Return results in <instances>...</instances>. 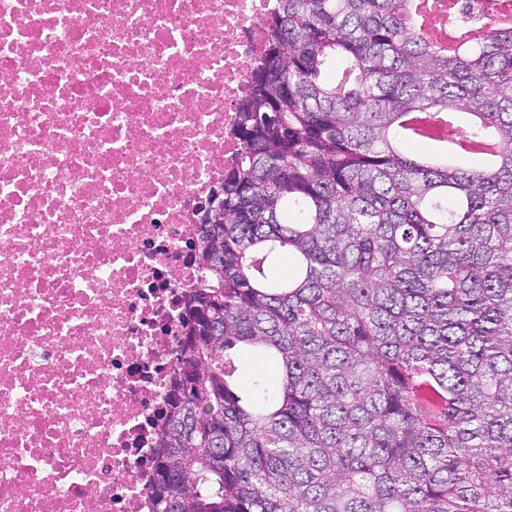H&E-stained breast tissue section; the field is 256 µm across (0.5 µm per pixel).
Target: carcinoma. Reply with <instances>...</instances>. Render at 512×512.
I'll list each match as a JSON object with an SVG mask.
<instances>
[{"instance_id":"obj_1","label":"carcinoma","mask_w":512,"mask_h":512,"mask_svg":"<svg viewBox=\"0 0 512 512\" xmlns=\"http://www.w3.org/2000/svg\"><path fill=\"white\" fill-rule=\"evenodd\" d=\"M485 26L449 55L411 0L265 17L152 512H512V29ZM417 113L448 124L426 155ZM488 139L492 158L463 147ZM251 355L277 379L246 397Z\"/></svg>"}]
</instances>
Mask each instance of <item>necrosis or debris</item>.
<instances>
[{"label":"necrosis or debris","instance_id":"1","mask_svg":"<svg viewBox=\"0 0 512 512\" xmlns=\"http://www.w3.org/2000/svg\"><path fill=\"white\" fill-rule=\"evenodd\" d=\"M274 0H0V512H151Z\"/></svg>","mask_w":512,"mask_h":512}]
</instances>
